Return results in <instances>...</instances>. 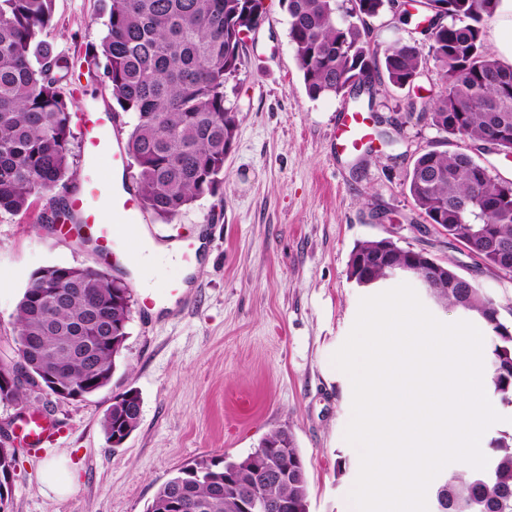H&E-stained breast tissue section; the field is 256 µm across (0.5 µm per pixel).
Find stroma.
Instances as JSON below:
<instances>
[{"mask_svg":"<svg viewBox=\"0 0 512 512\" xmlns=\"http://www.w3.org/2000/svg\"><path fill=\"white\" fill-rule=\"evenodd\" d=\"M242 48L243 65L227 84L237 116L224 159V185L171 223L153 221L163 239H202L192 274L182 264L149 271L154 292L184 283L179 302L142 311L145 291L124 275L132 294L126 348L111 383L75 400L31 393L0 403V439L18 451L8 512H146L157 488L201 457L238 459L272 432L295 438L307 473L310 512H353L359 473L344 438L352 402L333 354L372 296L346 271L360 242L389 238L424 251L471 280L512 325V274L483 264L437 226L426 223L408 191L415 158L441 135L406 112L408 90L375 85V141L370 153L336 150L347 97L307 95L288 38L283 0ZM103 0H54L40 37L69 58L85 56L104 31ZM426 11L405 22L387 12L372 21V44L419 39ZM49 196L26 211L0 213V341L12 336L16 305L32 275L52 264L100 267L87 247L40 223ZM137 390L138 427L118 448L102 418L117 394ZM44 413L57 430L40 448L16 435L21 417ZM66 460L69 494L40 481L45 461Z\"/></svg>","mask_w":512,"mask_h":512,"instance_id":"35a3bbf8","label":"stroma"}]
</instances>
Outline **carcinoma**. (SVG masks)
<instances>
[{"label": "carcinoma", "instance_id": "obj_1", "mask_svg": "<svg viewBox=\"0 0 512 512\" xmlns=\"http://www.w3.org/2000/svg\"><path fill=\"white\" fill-rule=\"evenodd\" d=\"M287 0L289 40L307 95L313 99L352 94L376 81L403 89L432 60L438 90L421 112L442 141L414 161L408 191L429 224H439L485 265L512 273V181L496 178L449 140L472 141L512 153V66L484 50V27L501 0H425L450 22L425 32L428 55L417 43L371 45L367 21L390 9L391 0ZM106 33L92 49L87 80H103L121 111L134 123L125 142L136 168L135 181L147 212L170 223L186 207L224 184V155L237 128L226 107V82L242 66L241 33L264 19L262 0H106ZM53 0H0V212L17 214L30 199L67 187L72 112L65 89L75 72L65 53L38 39L51 25ZM354 95V94H352ZM355 94L354 98H359ZM407 250L396 248L390 262L372 264L371 287L401 264ZM448 280L435 289L439 302L478 316L490 333L489 374L501 401L512 404V327L477 288ZM56 289L65 302L51 310L44 300ZM131 295L106 272L82 266L47 265L30 277L18 301L11 352H0V372L26 355L35 372L50 375L45 393L77 383L85 371L111 373L121 354L110 336H127ZM65 336H82L86 353L70 357L57 349ZM36 385L0 388V403L19 404ZM127 393L113 398L103 420L107 438L139 420L126 411ZM271 455L292 468L286 482L266 493L288 501V512H309L304 460L287 428L263 439ZM497 454L478 471L453 474L435 492V512H512V441H491ZM242 484L259 475L249 457L229 461L201 458L180 469L156 490L147 512H169L168 503L185 499L187 512H229L224 473Z\"/></svg>", "mask_w": 512, "mask_h": 512}]
</instances>
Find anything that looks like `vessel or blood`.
Listing matches in <instances>:
<instances>
[{
  "label": "vessel or blood",
  "instance_id": "vessel-or-blood-1",
  "mask_svg": "<svg viewBox=\"0 0 512 512\" xmlns=\"http://www.w3.org/2000/svg\"><path fill=\"white\" fill-rule=\"evenodd\" d=\"M82 132L89 173L84 179L83 195L74 197L69 204L70 223L59 225L58 232L64 237L89 238L97 255L108 263L137 261V249L144 244L146 211L133 184L116 179L117 173L128 166L117 118L108 109L85 105ZM368 136L369 125L363 113L340 115L336 128L338 151L358 149ZM91 196L102 197L103 207L90 206L87 199ZM52 430L49 421L35 414L25 417L18 427L23 442L32 448L39 447Z\"/></svg>",
  "mask_w": 512,
  "mask_h": 512
}]
</instances>
